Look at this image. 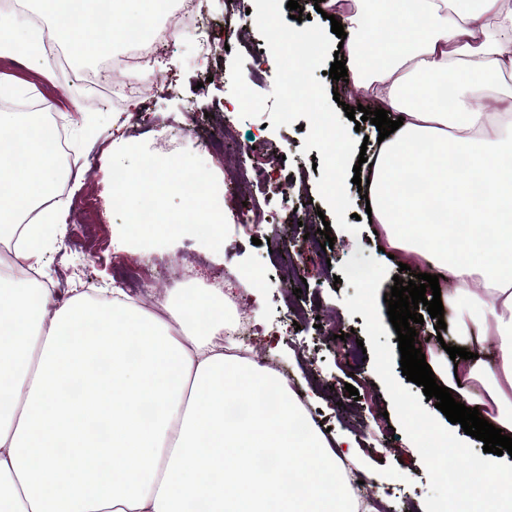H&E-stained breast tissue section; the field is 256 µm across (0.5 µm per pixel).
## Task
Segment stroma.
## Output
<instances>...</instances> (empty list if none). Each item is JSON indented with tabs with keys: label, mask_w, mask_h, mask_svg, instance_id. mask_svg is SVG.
<instances>
[{
	"label": "stroma",
	"mask_w": 512,
	"mask_h": 512,
	"mask_svg": "<svg viewBox=\"0 0 512 512\" xmlns=\"http://www.w3.org/2000/svg\"><path fill=\"white\" fill-rule=\"evenodd\" d=\"M201 21L212 24L216 42H224L242 20L231 0H196ZM243 73L247 85L261 94H270L275 70L269 64L271 53L257 27H250L248 41L242 47ZM232 53L224 52L215 61L221 77L205 81L210 61L204 58L197 40L188 32H175L166 52L153 64L130 72L131 80L150 82L162 79L163 87L147 102L130 100L120 108L111 103H92L79 86L63 89L51 73L46 60H33L23 51L0 55V87L18 98H34L48 104L54 114V127L66 130L75 154V166L62 198L71 203V220L62 224L61 233L44 251L36 266L39 279L55 287L56 296L66 299L74 292L99 293L103 288H121L141 306L156 309V296L169 288H207L221 282L233 288L251 312L253 335L247 347L260 358L271 360L288 371L298 384L311 419L328 428L329 438L347 437L354 447L356 467L372 483L371 494L383 495L390 512H425L429 477L417 448L392 413V402L380 383L372 360L353 370L344 335L365 339V319L350 314L345 297L355 289L341 278L342 265L352 256L373 258L388 270L379 285V293L390 292L394 275L412 280L427 272L424 264L400 270L397 260L382 253V240L366 214V202L356 185H348L351 212L359 216L358 233L336 227L331 230L334 246L327 253L313 249L310 236L316 235L323 222H332L333 214L320 197L317 182L322 176L315 169L311 155L302 151L310 123L298 118L296 123L269 127L268 116L241 117L234 112L235 98L228 76ZM229 110L237 128L236 139L221 149L206 148L205 138L219 109ZM93 114L96 127L91 137L79 134L82 117ZM123 138L144 142L159 155L188 150L201 157L220 183L224 195V215L232 227L219 252H212L192 237L185 236L167 247L139 248L121 242V221L114 213L110 196L109 159L112 143ZM253 141H269L281 154L277 164L261 155L251 156L250 164L270 167L273 181H291L293 190L259 195L258 202L268 216L267 224L252 230L237 227L236 216L241 201L233 181L226 177L230 167L240 164L241 154ZM91 198L92 218L101 229L103 244L96 251L80 246L75 226L84 215L75 210L80 199ZM316 219H309V212ZM301 222L300 231H292L286 216ZM186 266V277L173 271ZM139 267L149 270L153 284L136 288L126 284L119 269ZM257 275V286L243 283L244 273ZM301 289L299 305L306 310L299 330H286L289 314L288 296ZM336 324L342 333L335 339L325 327ZM357 396H349L348 387Z\"/></svg>",
	"instance_id": "35a3bbf8"
}]
</instances>
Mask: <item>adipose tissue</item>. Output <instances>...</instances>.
<instances>
[{
  "instance_id": "adipose-tissue-1",
  "label": "adipose tissue",
  "mask_w": 512,
  "mask_h": 512,
  "mask_svg": "<svg viewBox=\"0 0 512 512\" xmlns=\"http://www.w3.org/2000/svg\"><path fill=\"white\" fill-rule=\"evenodd\" d=\"M46 3L96 32L73 43L91 58L162 0ZM329 5L355 83L403 118L367 173L374 220L403 262L435 269L462 345L495 338L489 361L432 356L435 379L512 437V0ZM491 95L498 111L480 107ZM52 141L40 115L0 111V231L18 232L20 262L67 207ZM163 307L119 288L56 302L0 278V512H360L324 482L354 453L272 372L225 353L223 293L173 288Z\"/></svg>"
}]
</instances>
